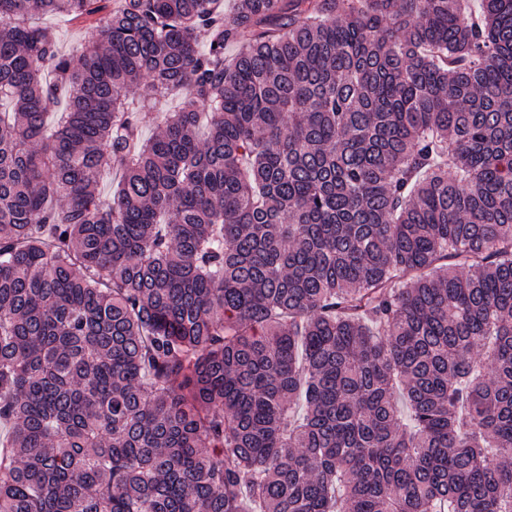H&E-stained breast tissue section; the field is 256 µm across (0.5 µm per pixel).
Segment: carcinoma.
<instances>
[{"instance_id":"cac0c4a2","label":"carcinoma","mask_w":512,"mask_h":512,"mask_svg":"<svg viewBox=\"0 0 512 512\" xmlns=\"http://www.w3.org/2000/svg\"><path fill=\"white\" fill-rule=\"evenodd\" d=\"M3 103L0 512H512V0H0ZM42 22L45 26L55 31L59 44L64 51H68L82 38H85L86 41L95 40L97 42L104 39L102 33L99 31H89L82 35L79 34L74 26L64 17L48 16L44 18Z\"/></svg>"}]
</instances>
